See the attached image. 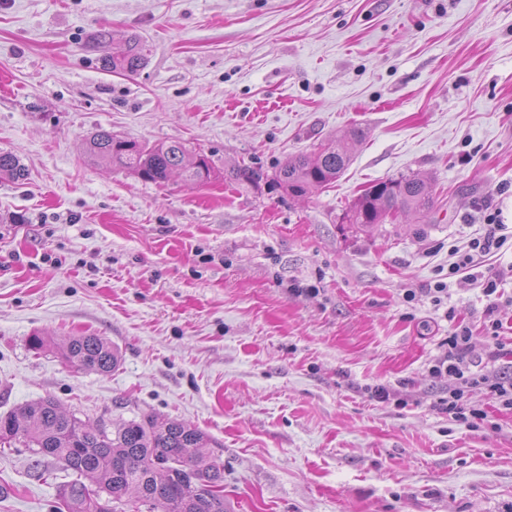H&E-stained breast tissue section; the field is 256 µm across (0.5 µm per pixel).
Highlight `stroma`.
I'll return each instance as SVG.
<instances>
[{
  "label": "stroma",
  "instance_id": "stroma-1",
  "mask_svg": "<svg viewBox=\"0 0 512 512\" xmlns=\"http://www.w3.org/2000/svg\"><path fill=\"white\" fill-rule=\"evenodd\" d=\"M101 29L139 36L144 66L101 71ZM354 124L335 184L275 185ZM99 128L262 179L146 183L89 161ZM0 151L29 172L0 178V414L50 397L92 423L187 421L224 459L227 512H512V410L479 386L488 421L453 423L430 373L454 321L512 372V278L498 337L477 285L426 293L482 206L512 232V0H0ZM403 175L430 180L429 222L343 223ZM37 333L101 336L120 363L75 370ZM33 461L0 450V512H52L73 479Z\"/></svg>",
  "mask_w": 512,
  "mask_h": 512
}]
</instances>
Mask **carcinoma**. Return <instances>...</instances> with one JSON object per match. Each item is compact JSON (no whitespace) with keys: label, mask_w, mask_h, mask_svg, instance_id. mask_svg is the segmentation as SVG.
I'll return each mask as SVG.
<instances>
[{"label":"carcinoma","mask_w":512,"mask_h":512,"mask_svg":"<svg viewBox=\"0 0 512 512\" xmlns=\"http://www.w3.org/2000/svg\"><path fill=\"white\" fill-rule=\"evenodd\" d=\"M100 68L130 75L145 64L139 38L131 35L112 43V53L99 59ZM365 137L350 127L313 153L285 160L275 175L277 186L290 196L312 195L336 182L348 168ZM89 157L110 164L146 182L162 184L171 174L206 184L219 179L256 182L262 173L249 165L222 171L202 150L179 142L140 143L99 128L86 140ZM25 179L19 157L0 152V177ZM434 206L428 180L389 178L373 183L355 198L343 221L371 228L402 215L426 217ZM58 348L63 360L78 370L109 373L119 365L118 350L95 335L67 336ZM213 440L195 425L162 422L146 416L110 431L65 412L48 397L0 414V446L17 445L36 456L35 465L52 458L79 479L63 488L54 512H106L98 507L100 493L129 507V512H226L224 459L210 451ZM98 488L95 493L84 480Z\"/></svg>","instance_id":"cac0c4a2"}]
</instances>
